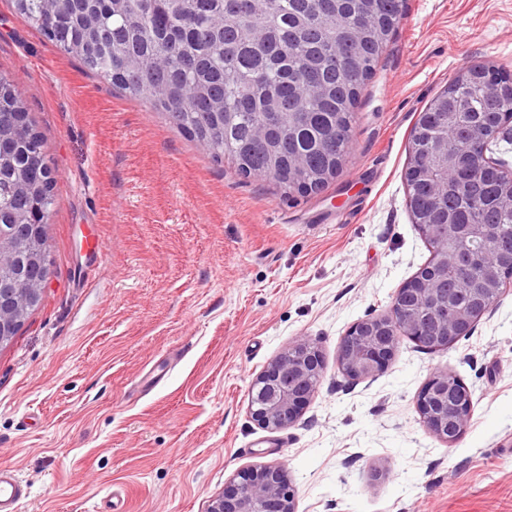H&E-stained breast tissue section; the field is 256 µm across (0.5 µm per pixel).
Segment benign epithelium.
Instances as JSON below:
<instances>
[{"label":"benign epithelium","instance_id":"obj_1","mask_svg":"<svg viewBox=\"0 0 512 512\" xmlns=\"http://www.w3.org/2000/svg\"><path fill=\"white\" fill-rule=\"evenodd\" d=\"M492 67L475 62L448 85V134H453L456 109L463 104L466 85L489 74ZM512 138V125L502 124L493 137L477 140V149L486 154L492 138ZM477 232L475 224H453L449 241L443 242L441 261L458 274L459 291L474 293L471 273L479 268L485 278L484 301L471 309L448 310V293L437 287L435 278L422 279L403 289L394 298L390 313L355 323L339 347L341 370L353 379H365L382 371L393 358L398 339L407 336L434 347L453 344L472 334L477 323L492 309L501 289L496 283V267L491 248L473 250L467 242ZM38 288H21L13 282L0 284V340L6 341L18 317L33 302ZM324 373L321 350L301 339L276 357L254 380L250 414L264 428L277 430L296 423L318 390ZM457 378L440 371L429 380L418 398L419 413L427 429L454 444L464 433L473 410V395L467 386L453 392L448 385ZM209 512H295V490L287 471L279 464L264 465L239 475L214 499Z\"/></svg>","mask_w":512,"mask_h":512}]
</instances>
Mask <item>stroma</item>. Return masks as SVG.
Here are the masks:
<instances>
[{"mask_svg":"<svg viewBox=\"0 0 512 512\" xmlns=\"http://www.w3.org/2000/svg\"><path fill=\"white\" fill-rule=\"evenodd\" d=\"M475 61L512 70V0H405L342 170L299 194L212 158L0 0V72L58 199L43 301L0 349V463L28 486L20 512H95L114 491L127 512H208L266 464L285 465L296 512H512V285L450 346L400 337L364 380L337 360L431 256L406 208L410 133ZM300 338L323 353L321 386L295 425L262 428L252 381ZM438 371L473 393L451 445L417 407Z\"/></svg>","mask_w":512,"mask_h":512,"instance_id":"obj_1","label":"stroma"}]
</instances>
